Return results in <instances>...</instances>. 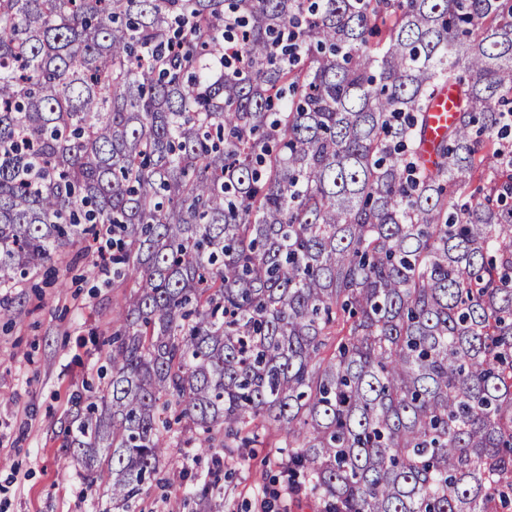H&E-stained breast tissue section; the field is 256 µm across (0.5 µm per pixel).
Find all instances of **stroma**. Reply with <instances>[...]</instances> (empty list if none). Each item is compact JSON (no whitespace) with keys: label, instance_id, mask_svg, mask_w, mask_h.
I'll return each mask as SVG.
<instances>
[{"label":"stroma","instance_id":"35a3bbf8","mask_svg":"<svg viewBox=\"0 0 512 512\" xmlns=\"http://www.w3.org/2000/svg\"><path fill=\"white\" fill-rule=\"evenodd\" d=\"M100 263L96 250L82 251L60 273L41 271L7 295L13 316L0 321V512H114L105 488L88 487L64 458L60 434L74 395L99 381L101 342L129 295ZM223 454L169 449L139 512H199L187 490ZM276 458L275 449L259 446L225 465L212 512H316L313 502L291 497Z\"/></svg>","mask_w":512,"mask_h":512}]
</instances>
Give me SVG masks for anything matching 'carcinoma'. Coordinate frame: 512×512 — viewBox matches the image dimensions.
<instances>
[{
  "label": "carcinoma",
  "instance_id": "carcinoma-1",
  "mask_svg": "<svg viewBox=\"0 0 512 512\" xmlns=\"http://www.w3.org/2000/svg\"><path fill=\"white\" fill-rule=\"evenodd\" d=\"M99 239L113 506L276 437L322 512H512V0H0V289ZM453 95L448 93V88H442L436 95L430 113L431 118L429 137L433 140L440 139L449 123L455 120L457 112L453 107Z\"/></svg>",
  "mask_w": 512,
  "mask_h": 512
}]
</instances>
